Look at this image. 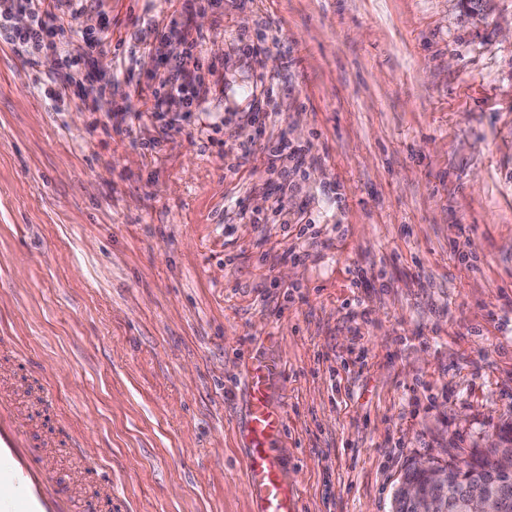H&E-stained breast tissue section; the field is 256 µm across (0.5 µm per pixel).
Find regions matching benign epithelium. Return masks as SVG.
Returning a JSON list of instances; mask_svg holds the SVG:
<instances>
[{"instance_id": "obj_1", "label": "benign epithelium", "mask_w": 512, "mask_h": 512, "mask_svg": "<svg viewBox=\"0 0 512 512\" xmlns=\"http://www.w3.org/2000/svg\"><path fill=\"white\" fill-rule=\"evenodd\" d=\"M490 469L501 479L493 484L472 482L459 475L448 477V471L432 461H418L416 468L427 479V487L421 489L401 481L398 490L412 503L415 512H504L508 506L507 491L512 481V446L495 445L489 459Z\"/></svg>"}]
</instances>
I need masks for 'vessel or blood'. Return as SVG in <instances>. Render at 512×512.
<instances>
[{
	"label": "vessel or blood",
	"mask_w": 512,
	"mask_h": 512,
	"mask_svg": "<svg viewBox=\"0 0 512 512\" xmlns=\"http://www.w3.org/2000/svg\"><path fill=\"white\" fill-rule=\"evenodd\" d=\"M287 376L270 355L252 359L240 438L251 512H300L280 448L286 415L274 398ZM48 438L32 429L14 393L0 390V512H81L79 493L48 464Z\"/></svg>",
	"instance_id": "vessel-or-blood-1"
}]
</instances>
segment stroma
Masks as SVG:
<instances>
[{"instance_id": "35a3bbf8", "label": "stroma", "mask_w": 512, "mask_h": 512, "mask_svg": "<svg viewBox=\"0 0 512 512\" xmlns=\"http://www.w3.org/2000/svg\"><path fill=\"white\" fill-rule=\"evenodd\" d=\"M181 8L82 0L61 98L0 41V335L54 396L35 428L84 432L57 465H101L122 512H251L239 426L265 352L300 512H391L415 460L512 426V0ZM91 23L112 43L87 48ZM197 40L181 130L106 133ZM280 142L299 171L268 168ZM150 30L153 32L152 41L143 42V52L152 54L154 51L159 50V46L167 42L171 37H176L178 34V23L176 20L171 19L169 23L165 24L160 28L159 22L151 21Z\"/></svg>"}]
</instances>
